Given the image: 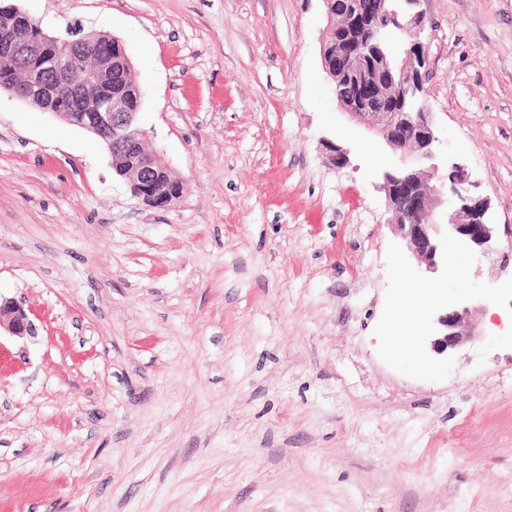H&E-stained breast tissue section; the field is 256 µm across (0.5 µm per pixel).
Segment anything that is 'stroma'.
I'll use <instances>...</instances> for the list:
<instances>
[{"mask_svg":"<svg viewBox=\"0 0 512 512\" xmlns=\"http://www.w3.org/2000/svg\"><path fill=\"white\" fill-rule=\"evenodd\" d=\"M8 5L122 41L184 189L145 205L0 90V298L37 327L0 336V512H512V239L412 277V347L476 297L473 342L389 356L395 157L337 105L323 0ZM424 8L441 150L512 225V0Z\"/></svg>","mask_w":512,"mask_h":512,"instance_id":"35a3bbf8","label":"stroma"}]
</instances>
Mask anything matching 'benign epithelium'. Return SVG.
Masks as SVG:
<instances>
[{"label": "benign epithelium", "mask_w": 512, "mask_h": 512, "mask_svg": "<svg viewBox=\"0 0 512 512\" xmlns=\"http://www.w3.org/2000/svg\"><path fill=\"white\" fill-rule=\"evenodd\" d=\"M334 20L336 38L322 40L324 65L334 84L336 99L358 125L379 135L398 154V163L383 172L379 189L385 194L389 225L406 252L422 272L435 274L445 256L448 241L458 240L487 255L498 241L497 225L487 222L490 201L472 194L478 184L466 167L448 163L438 151L439 137L426 108L425 75L428 56L419 39L402 47L387 36L391 29L418 36L427 17L423 0H403L389 8L386 0H323ZM25 17L13 6L0 7V62L12 71L26 65L24 76L0 78V87L25 102L50 104L49 113L66 123L95 134L106 146L113 169L125 177L130 189H145L151 198L167 207L174 198L161 190L171 181V168L163 154L147 147L148 132L139 123L123 97H114L105 86L112 84V53L127 57L122 42L101 37L97 42L81 37L77 42L97 57L98 64L81 81L73 78V55L46 58V49L57 37L35 24V32L18 22ZM53 71L59 86H101L67 108L54 105L56 85L47 80ZM353 86L351 95L341 93ZM481 307L451 306L437 317L438 331L432 349L443 354L474 340L475 317ZM23 338L34 334V326L23 306L0 300V330Z\"/></svg>", "instance_id": "7a95c632"}]
</instances>
